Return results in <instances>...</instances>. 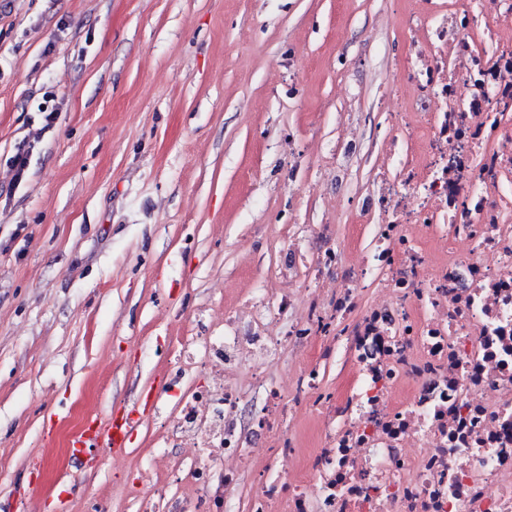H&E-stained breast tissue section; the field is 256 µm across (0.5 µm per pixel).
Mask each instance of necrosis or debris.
I'll return each instance as SVG.
<instances>
[{"label": "necrosis or debris", "instance_id": "necrosis-or-debris-1", "mask_svg": "<svg viewBox=\"0 0 512 512\" xmlns=\"http://www.w3.org/2000/svg\"><path fill=\"white\" fill-rule=\"evenodd\" d=\"M421 2L410 109L386 116L359 212L368 245L292 225L286 287L253 290L183 353L208 384L168 416L181 464L158 463L196 512H512V0ZM283 358L286 386L267 370ZM331 365L353 375L343 396ZM302 415L319 431L306 454L275 426ZM180 497L150 490L140 512Z\"/></svg>", "mask_w": 512, "mask_h": 512}]
</instances>
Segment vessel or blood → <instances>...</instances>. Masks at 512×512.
<instances>
[{
    "instance_id": "b4317fda",
    "label": "vessel or blood",
    "mask_w": 512,
    "mask_h": 512,
    "mask_svg": "<svg viewBox=\"0 0 512 512\" xmlns=\"http://www.w3.org/2000/svg\"><path fill=\"white\" fill-rule=\"evenodd\" d=\"M155 409V399L148 392L131 405L110 409L106 423L90 420L87 427L69 443L72 457L89 469L93 466L92 451L107 448L115 453L121 452L128 445L136 416Z\"/></svg>"
}]
</instances>
